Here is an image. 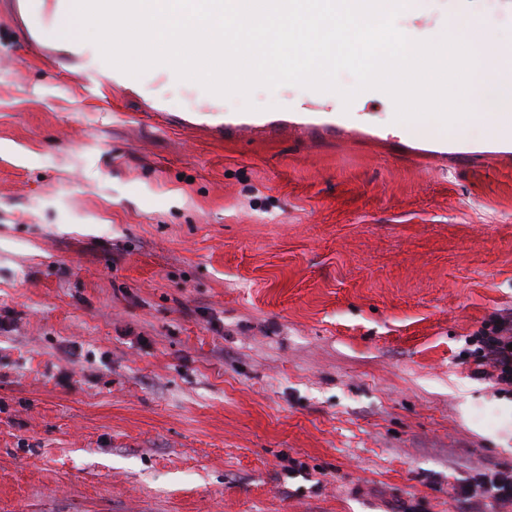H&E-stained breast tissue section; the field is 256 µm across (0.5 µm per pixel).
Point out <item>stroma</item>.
<instances>
[{
	"label": "stroma",
	"mask_w": 512,
	"mask_h": 512,
	"mask_svg": "<svg viewBox=\"0 0 512 512\" xmlns=\"http://www.w3.org/2000/svg\"><path fill=\"white\" fill-rule=\"evenodd\" d=\"M0 0V512H475L512 472V164H423L365 92L97 86ZM500 320V324H497ZM473 342L477 368L475 373L497 384L512 385V319H495L484 323ZM489 367V369L487 368ZM509 367V370H506ZM479 489L481 502L476 505L483 507L484 502L497 505L501 502H510L512 500V474L495 472L490 476L484 474L482 478L477 479L475 483Z\"/></svg>",
	"instance_id": "stroma-1"
}]
</instances>
